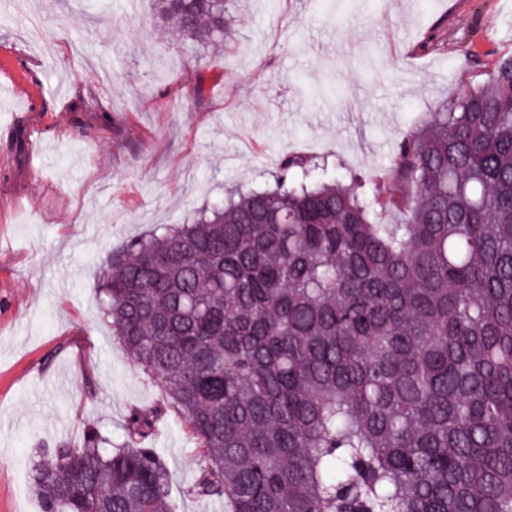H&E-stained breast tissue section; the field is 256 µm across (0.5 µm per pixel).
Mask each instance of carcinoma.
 I'll use <instances>...</instances> for the list:
<instances>
[{"label": "carcinoma", "instance_id": "1", "mask_svg": "<svg viewBox=\"0 0 512 512\" xmlns=\"http://www.w3.org/2000/svg\"><path fill=\"white\" fill-rule=\"evenodd\" d=\"M203 48L226 0H153ZM274 184L99 261L98 304L198 440L224 512H512V58L403 137L376 224L360 179ZM37 453L41 512H176L146 441Z\"/></svg>", "mask_w": 512, "mask_h": 512}]
</instances>
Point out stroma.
Instances as JSON below:
<instances>
[{"label": "stroma", "instance_id": "1", "mask_svg": "<svg viewBox=\"0 0 512 512\" xmlns=\"http://www.w3.org/2000/svg\"><path fill=\"white\" fill-rule=\"evenodd\" d=\"M228 7L213 56L157 32L152 0L0 8V512H40V449L123 443L157 406L178 512H224L192 494L196 439L99 312V258L271 186L288 157L393 196L400 138L512 57V0Z\"/></svg>", "mask_w": 512, "mask_h": 512}]
</instances>
